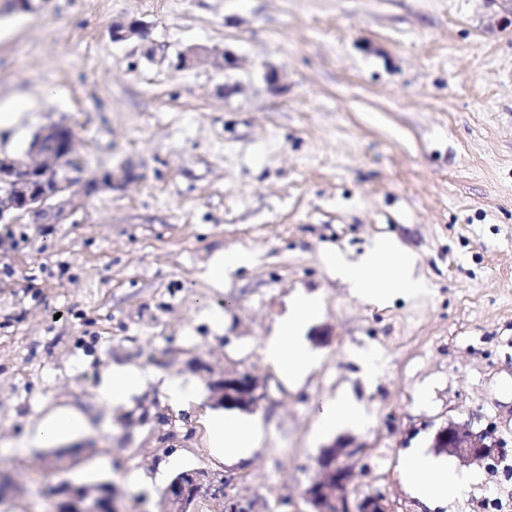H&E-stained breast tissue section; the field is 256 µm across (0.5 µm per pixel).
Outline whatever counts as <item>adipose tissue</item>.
<instances>
[{
  "label": "adipose tissue",
  "mask_w": 512,
  "mask_h": 512,
  "mask_svg": "<svg viewBox=\"0 0 512 512\" xmlns=\"http://www.w3.org/2000/svg\"><path fill=\"white\" fill-rule=\"evenodd\" d=\"M335 266L337 275L370 303L393 296H411L421 287L420 281L413 275V256L391 238L377 239L358 260L339 259ZM316 307L312 298L299 296L287 320L277 326L265 342L267 360L288 380H301L310 366V356L298 342L297 336ZM145 381V375L138 368L116 365L103 374L97 395L109 406L118 407L124 405ZM207 425L211 446L219 457L241 460L255 452L254 423L232 422L221 415L211 414L207 417ZM84 428L85 418L79 411L71 407H58L35 424L32 439L44 446H61ZM399 470L412 495L430 508L447 503L463 483L462 477L447 463L433 459L420 448L401 455Z\"/></svg>",
  "instance_id": "ef3b65f1"
}]
</instances>
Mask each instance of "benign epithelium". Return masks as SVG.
<instances>
[{"instance_id": "obj_1", "label": "benign epithelium", "mask_w": 512, "mask_h": 512, "mask_svg": "<svg viewBox=\"0 0 512 512\" xmlns=\"http://www.w3.org/2000/svg\"><path fill=\"white\" fill-rule=\"evenodd\" d=\"M139 39L144 56L152 60L164 53L161 45L150 39L149 25L137 18L112 24V42ZM206 57L222 71L231 57L224 50L193 46L178 52L175 68L187 70ZM74 135L69 126L55 123L41 128L33 137L26 157L0 153V222L8 224L12 215L40 212L60 217L74 205L89 186L95 191L110 190L131 177L130 169L100 170L81 180L71 176V149ZM216 405L230 410L251 411L263 398L254 379L247 373L224 374L210 383ZM436 448H443L467 463H482L501 453L503 442L492 432L475 430L468 424L450 421L438 428L433 439ZM361 448L337 440L324 447L318 457V470L303 489L302 498L310 512H389L383 497L360 494L353 486V459ZM64 498L57 504L59 512H111L118 504L108 484H68ZM255 512L249 500L227 496L224 479L203 469H187L177 474L160 495L159 512Z\"/></svg>"}]
</instances>
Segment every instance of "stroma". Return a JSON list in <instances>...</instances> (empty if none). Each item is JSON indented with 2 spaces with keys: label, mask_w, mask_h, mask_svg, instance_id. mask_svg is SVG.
I'll return each mask as SVG.
<instances>
[{
  "label": "stroma",
  "mask_w": 512,
  "mask_h": 512,
  "mask_svg": "<svg viewBox=\"0 0 512 512\" xmlns=\"http://www.w3.org/2000/svg\"><path fill=\"white\" fill-rule=\"evenodd\" d=\"M130 17L169 55L201 45L238 63L147 61L110 38ZM16 101L0 152L63 122L85 171L133 176L60 220L0 223V512H55L67 481L157 512L189 468L256 512L286 497L307 512L301 492L338 438L362 448L359 492L428 512L399 454L449 421L493 430L506 454L493 468L449 457L467 483L436 512H512V0H0V106ZM381 236L414 255L417 295L372 304L337 277L331 257ZM223 250L246 263L216 284ZM301 294L319 304L298 336L314 363L291 385L264 342ZM114 364L147 382L109 410L97 386ZM227 372L263 394L259 448L236 462L205 424ZM341 393L368 422L320 432ZM51 405L97 424L76 469L24 442Z\"/></svg>",
  "instance_id": "35a3bbf8"
}]
</instances>
